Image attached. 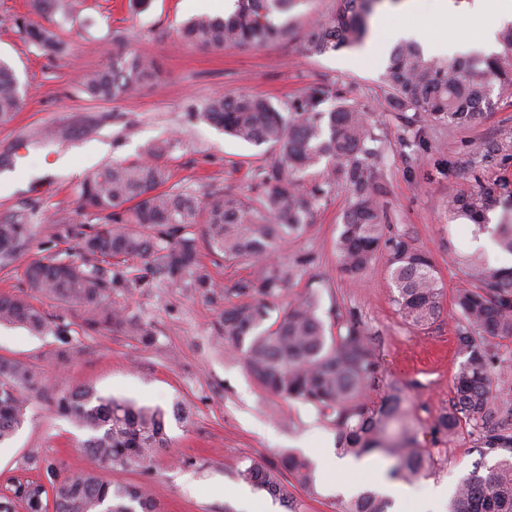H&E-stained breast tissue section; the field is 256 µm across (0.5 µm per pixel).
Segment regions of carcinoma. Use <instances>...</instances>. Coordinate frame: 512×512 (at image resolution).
<instances>
[{
    "label": "carcinoma",
    "instance_id": "cac0c4a2",
    "mask_svg": "<svg viewBox=\"0 0 512 512\" xmlns=\"http://www.w3.org/2000/svg\"><path fill=\"white\" fill-rule=\"evenodd\" d=\"M381 0H333L328 18L311 24L305 39L309 55L350 48L369 34V20ZM295 0H236L225 18L197 15L180 29L181 38L204 51L228 46L262 47L293 36L274 13L288 11ZM60 0H31L28 15L13 24L21 38L52 56L67 54L53 16ZM502 51L490 56L435 58L414 40L396 44L390 53L387 94L405 125L420 131L430 124L468 126L475 123L492 95L512 98V23L498 33ZM160 78L156 62L112 42L105 68L82 77L89 98L113 101L132 96ZM22 93L11 64L0 59V124L18 111ZM198 117L236 139L269 145L278 158L256 173L261 192L246 202L215 189L200 199L195 191L164 190L169 172L163 162L175 147L166 138L147 145L136 162H114L89 175L78 190L77 211L103 221L92 234L70 216H62L68 236L78 239L80 261H30L25 269L29 295H0V325L19 326L32 334L53 330L64 336L68 325L51 324L30 298L40 296L84 312L82 326L100 325L131 333L150 343L151 325L127 316L112 303V293L126 284L120 271L106 276L100 264L112 258L142 259L172 280L187 279L206 294L217 285L198 263L201 232L211 252L235 259L263 260L266 267L255 284L234 289L238 302L224 310L218 335L224 346L244 355L246 366L265 390L288 401L313 406L336 429L337 449L355 460L372 453L391 458V475L406 480L432 475L445 463L440 444L465 434L487 452L502 458L485 472L461 480L448 512H512V392L500 387L512 376L495 351V339L512 340V268L491 266L483 253L462 256L476 281L452 299L456 354L451 407L425 428L415 424L404 407L402 390L385 382L379 369L375 338L357 317L336 312L328 325L319 314L320 301L309 291L277 315L274 302L294 278L302 261L270 260L288 238L311 223L320 201L340 187L349 207L336 238L342 268L359 274L380 249L387 254V272L396 290L394 302L408 323L425 327L442 314L443 285L422 251L402 235L384 237L387 215L380 203L384 175L381 139L370 115L342 96L330 82L310 86L284 109L251 94H218L206 100ZM319 181L305 187L308 178ZM508 184L448 197V214L470 221L490 234L512 255V224H489L488 213L502 202L497 190ZM32 217L20 214L0 220V261L15 260L30 235ZM45 391L35 368L0 357V444L10 440L28 419L29 397ZM57 414L88 433L82 444L90 455L120 468L149 466L169 447L166 412L159 407L103 396L90 387L62 390L52 397ZM48 484L18 483L0 494V512H13V499L27 512H160L148 487L114 485L94 472L62 475L58 465L45 467ZM236 477L296 509L293 489L316 496L315 469L297 455L277 466L251 462ZM336 512H389L392 502L372 489L336 501Z\"/></svg>",
    "mask_w": 512,
    "mask_h": 512
}]
</instances>
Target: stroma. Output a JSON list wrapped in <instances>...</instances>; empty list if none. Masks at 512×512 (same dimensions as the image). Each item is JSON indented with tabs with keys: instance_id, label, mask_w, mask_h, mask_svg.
Instances as JSON below:
<instances>
[{
	"instance_id": "obj_1",
	"label": "stroma",
	"mask_w": 512,
	"mask_h": 512,
	"mask_svg": "<svg viewBox=\"0 0 512 512\" xmlns=\"http://www.w3.org/2000/svg\"><path fill=\"white\" fill-rule=\"evenodd\" d=\"M29 10V0H0V56L14 65L24 89L19 111L0 125V173L14 172L22 183L12 191L0 187V215H35L21 257L0 263V293H26L24 269L31 260L79 257L76 240L49 217L75 210L77 188L90 169L74 156L73 172L47 173L59 155L98 142L108 147L100 164L132 162L147 144L174 137L179 145L165 159L170 187L201 195L223 188L251 199L254 173L273 161L272 148L224 135L199 119L197 108L218 93L257 94L284 106L320 81L356 99L382 140L386 234L405 236L432 259L443 282L444 308H451L457 290L471 287L455 257L478 250L481 234L474 224L449 215L444 202L482 181L512 185V101L493 100L467 127L431 124L414 133L385 99V62L351 65L346 49L305 53L309 20L316 13L328 15L331 0H299L288 16L297 35L288 42L219 52L199 50L177 36L188 18L205 10L217 15V8H203L200 0H151L137 13L129 10L128 0H74L70 20L57 30L70 48L62 59L21 40L12 20ZM416 19L428 34L445 33L470 48L484 28L483 21L465 16L439 20L434 0H420ZM117 36L153 59L163 77L130 97L90 99L80 77L108 64ZM493 146L499 149L495 159H485L484 148ZM347 205L345 191L332 192L305 232L280 247L278 262L296 263L303 255L309 261L298 265L276 305L286 307L314 289L325 321L340 310L354 312L376 338L385 378L404 389L410 418L432 425L452 404L455 324L445 316L423 329L407 324L393 302L385 254L357 276L341 270L334 244ZM199 259L223 296H206L187 282L146 272L138 259L119 263L127 286L112 299L152 326V343L106 328L83 332L79 311L48 300L39 306L70 324L66 338L0 327V355L32 365L48 388L47 394L33 397L30 418L13 440L0 445V492L16 481L44 479L45 465L53 461L66 474L93 471L115 484L148 485L162 512H242L233 495L242 486L233 465L276 463L290 454L315 463L334 453L336 431L311 405L262 389L242 354L225 350L215 339L224 308L235 301L233 288L259 280L263 264L229 260L204 245ZM64 351L69 354L65 360L60 357ZM65 386H89L105 396L167 411L181 403L190 413L183 421L168 419L171 446L149 467H111L82 448L84 432L54 413L49 394ZM446 454L447 463L423 478V485L452 491L477 463L494 462L466 438L448 443Z\"/></svg>"
}]
</instances>
